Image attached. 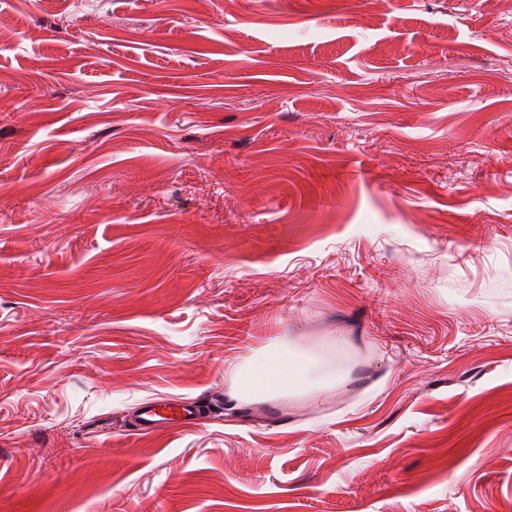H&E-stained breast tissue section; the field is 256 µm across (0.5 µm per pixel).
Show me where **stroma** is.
<instances>
[{"instance_id":"35a3bbf8","label":"stroma","mask_w":512,"mask_h":512,"mask_svg":"<svg viewBox=\"0 0 512 512\" xmlns=\"http://www.w3.org/2000/svg\"><path fill=\"white\" fill-rule=\"evenodd\" d=\"M0 512H512V0H0ZM340 344L327 338L325 348ZM324 347L309 346L302 336H280L254 349L242 361L224 371L228 395L235 404L271 402L288 396H315L336 387L351 374V368L336 364ZM206 405L200 400L170 402L167 399H154L140 405L133 430L150 433L161 427L178 428L195 423Z\"/></svg>"}]
</instances>
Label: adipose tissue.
<instances>
[{"mask_svg": "<svg viewBox=\"0 0 512 512\" xmlns=\"http://www.w3.org/2000/svg\"><path fill=\"white\" fill-rule=\"evenodd\" d=\"M303 343L301 337L281 334L254 349L242 361L228 366V395L236 404L271 402L288 396H315L345 381L350 369L337 365L330 348Z\"/></svg>", "mask_w": 512, "mask_h": 512, "instance_id": "obj_1", "label": "adipose tissue"}]
</instances>
